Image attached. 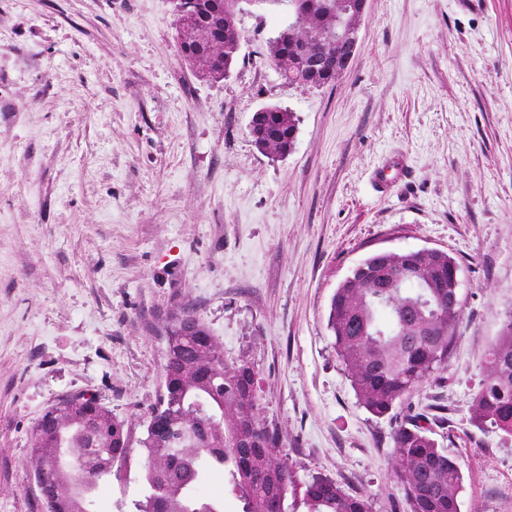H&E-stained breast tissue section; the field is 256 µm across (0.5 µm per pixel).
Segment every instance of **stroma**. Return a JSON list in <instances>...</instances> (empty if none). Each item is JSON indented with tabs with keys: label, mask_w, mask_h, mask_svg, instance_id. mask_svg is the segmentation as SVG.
<instances>
[{
	"label": "stroma",
	"mask_w": 512,
	"mask_h": 512,
	"mask_svg": "<svg viewBox=\"0 0 512 512\" xmlns=\"http://www.w3.org/2000/svg\"><path fill=\"white\" fill-rule=\"evenodd\" d=\"M289 21L243 4L237 62L206 81L172 0H0V512H44L32 427L75 394L130 431L96 512H131L162 320L185 302L226 362L254 365L300 476L407 512L391 435L419 415L462 466L459 512H512V436L470 411L512 316V0H368L353 59L319 89L267 60ZM269 105L297 123L281 158L249 133ZM391 161L408 170L382 193ZM420 248L456 261L461 322L447 365L378 417L329 306L368 255Z\"/></svg>",
	"instance_id": "obj_1"
}]
</instances>
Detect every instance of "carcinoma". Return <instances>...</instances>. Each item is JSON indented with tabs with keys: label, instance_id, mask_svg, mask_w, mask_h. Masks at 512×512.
<instances>
[{
	"label": "carcinoma",
	"instance_id": "cac0c4a2",
	"mask_svg": "<svg viewBox=\"0 0 512 512\" xmlns=\"http://www.w3.org/2000/svg\"><path fill=\"white\" fill-rule=\"evenodd\" d=\"M282 5L294 14L269 45L268 61L292 84L306 78L317 45L308 40L341 21L347 0H174L177 42L189 69L208 81L224 79L240 44L236 25L240 3ZM297 124L292 112L267 106L253 115L251 137L264 153L284 156L292 149ZM388 265L391 288H371L362 269ZM455 260L441 251L413 259L400 252L365 258L336 288L328 315L336 354L358 400L375 416L392 413L448 362L462 310L448 312L452 289L448 267ZM166 341L175 357L152 411L163 426L147 429L141 441L147 491L135 512H224V501L206 499L200 487L215 472L227 475L243 512H372V502L348 495L330 478L305 479L288 462L285 443L260 415L257 372L242 359L229 364L221 343L197 320L192 336L170 330ZM472 419L512 436V316L491 344L483 384L473 398ZM56 448L71 460L60 472L44 470ZM130 436L124 422L95 397L63 399L48 408L31 433L33 476L44 484L47 512H92L101 481L127 460ZM394 477L405 491L409 512H459L463 487L459 460L438 447L418 420L392 434Z\"/></svg>",
	"mask_w": 512,
	"mask_h": 512
}]
</instances>
